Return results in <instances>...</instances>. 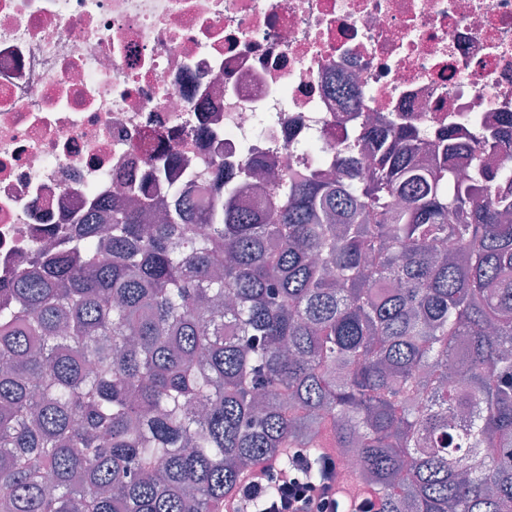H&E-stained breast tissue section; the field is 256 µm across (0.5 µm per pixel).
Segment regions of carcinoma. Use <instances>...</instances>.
I'll list each match as a JSON object with an SVG mask.
<instances>
[{
  "label": "carcinoma",
  "instance_id": "1",
  "mask_svg": "<svg viewBox=\"0 0 512 512\" xmlns=\"http://www.w3.org/2000/svg\"><path fill=\"white\" fill-rule=\"evenodd\" d=\"M362 138L251 208L132 186L0 278V512H221L290 448L378 512H512V136L448 132L465 181Z\"/></svg>",
  "mask_w": 512,
  "mask_h": 512
}]
</instances>
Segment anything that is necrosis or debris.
I'll use <instances>...</instances> for the list:
<instances>
[{"instance_id":"necrosis-or-debris-1","label":"necrosis or debris","mask_w":512,"mask_h":512,"mask_svg":"<svg viewBox=\"0 0 512 512\" xmlns=\"http://www.w3.org/2000/svg\"><path fill=\"white\" fill-rule=\"evenodd\" d=\"M368 123L425 164L448 131L511 132L512 0H0V276L165 150L158 204L211 199L220 160L247 205L248 161L371 167Z\"/></svg>"}]
</instances>
